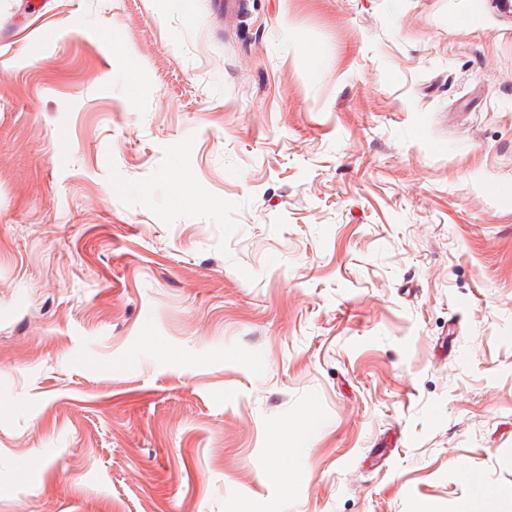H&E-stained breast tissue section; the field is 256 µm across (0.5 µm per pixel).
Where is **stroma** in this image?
I'll return each mask as SVG.
<instances>
[{
    "mask_svg": "<svg viewBox=\"0 0 512 512\" xmlns=\"http://www.w3.org/2000/svg\"><path fill=\"white\" fill-rule=\"evenodd\" d=\"M483 484L512 512V0H0V512Z\"/></svg>",
    "mask_w": 512,
    "mask_h": 512,
    "instance_id": "obj_1",
    "label": "stroma"
}]
</instances>
